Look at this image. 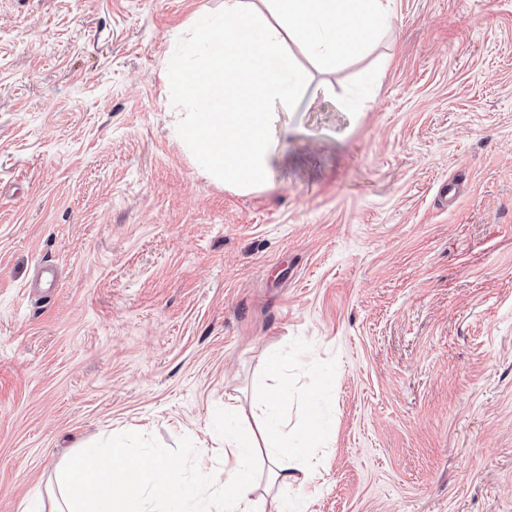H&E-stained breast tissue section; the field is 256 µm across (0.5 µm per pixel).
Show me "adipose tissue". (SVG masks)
Returning <instances> with one entry per match:
<instances>
[{"label":"adipose tissue","mask_w":512,"mask_h":512,"mask_svg":"<svg viewBox=\"0 0 512 512\" xmlns=\"http://www.w3.org/2000/svg\"><path fill=\"white\" fill-rule=\"evenodd\" d=\"M224 0L219 13L199 14L187 55L166 67L170 89L194 105L179 136L196 149L197 162L226 187L241 193L266 188L287 167L280 149L282 116L297 111L306 72L290 45L311 59L337 67L365 53L393 23L389 0ZM285 393L266 394L257 413L258 433L241 438L224 433V476L233 494L226 512H257L253 463L265 456L283 487L306 486L314 469L291 465L301 442L318 436L320 420L307 417L302 429L269 415Z\"/></svg>","instance_id":"obj_1"}]
</instances>
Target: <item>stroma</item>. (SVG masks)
Here are the masks:
<instances>
[{
	"mask_svg": "<svg viewBox=\"0 0 512 512\" xmlns=\"http://www.w3.org/2000/svg\"><path fill=\"white\" fill-rule=\"evenodd\" d=\"M223 7L0 0V512L116 431L223 442L273 389L322 421L285 512H512V0H391L367 53L300 57L304 96L377 88L296 113L248 194L165 76Z\"/></svg>",
	"mask_w": 512,
	"mask_h": 512,
	"instance_id": "1",
	"label": "stroma"
}]
</instances>
